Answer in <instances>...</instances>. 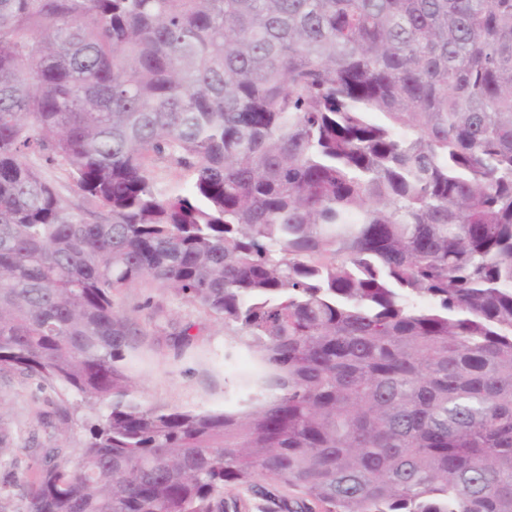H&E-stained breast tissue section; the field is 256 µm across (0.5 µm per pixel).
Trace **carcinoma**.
I'll use <instances>...</instances> for the list:
<instances>
[{
  "mask_svg": "<svg viewBox=\"0 0 512 512\" xmlns=\"http://www.w3.org/2000/svg\"><path fill=\"white\" fill-rule=\"evenodd\" d=\"M142 284L247 399L137 400ZM0 375L81 397L25 512H512V0H0ZM226 512H276L278 509L266 499L253 498L249 495L229 490L224 494ZM235 500L236 507H235Z\"/></svg>",
  "mask_w": 512,
  "mask_h": 512,
  "instance_id": "obj_1",
  "label": "carcinoma"
}]
</instances>
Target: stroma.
Listing matches in <instances>:
<instances>
[{
	"label": "stroma",
	"mask_w": 512,
	"mask_h": 512,
	"mask_svg": "<svg viewBox=\"0 0 512 512\" xmlns=\"http://www.w3.org/2000/svg\"><path fill=\"white\" fill-rule=\"evenodd\" d=\"M130 318L133 334L126 363L140 386L143 403L165 409L220 411L250 391L254 361L245 348L229 347L222 321L166 289L143 284L114 293ZM189 335H174L178 325ZM56 395L20 378L0 379V406L8 413L12 437L0 450V502L23 512L25 496L40 470L36 453L54 429L43 420Z\"/></svg>",
	"instance_id": "35a3bbf8"
}]
</instances>
